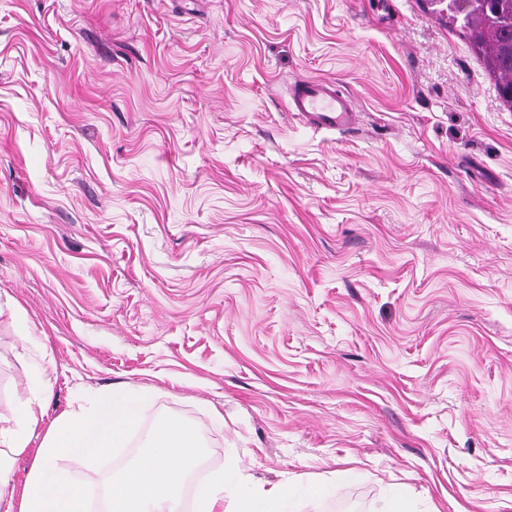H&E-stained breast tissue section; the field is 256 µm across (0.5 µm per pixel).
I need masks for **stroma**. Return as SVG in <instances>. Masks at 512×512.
Masks as SVG:
<instances>
[{
  "mask_svg": "<svg viewBox=\"0 0 512 512\" xmlns=\"http://www.w3.org/2000/svg\"><path fill=\"white\" fill-rule=\"evenodd\" d=\"M334 80L356 130L288 90ZM0 418L149 390L131 466L329 483L292 512H512V109L429 0H0ZM289 110L314 131L346 132L354 128L359 109L331 79H305L289 90Z\"/></svg>",
  "mask_w": 512,
  "mask_h": 512,
  "instance_id": "35a3bbf8",
  "label": "stroma"
}]
</instances>
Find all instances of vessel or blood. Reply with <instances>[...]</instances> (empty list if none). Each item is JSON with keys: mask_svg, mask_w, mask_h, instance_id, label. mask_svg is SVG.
I'll use <instances>...</instances> for the list:
<instances>
[{"mask_svg": "<svg viewBox=\"0 0 512 512\" xmlns=\"http://www.w3.org/2000/svg\"><path fill=\"white\" fill-rule=\"evenodd\" d=\"M289 109L317 131L346 132L359 117L354 99L331 79H306L292 86Z\"/></svg>", "mask_w": 512, "mask_h": 512, "instance_id": "1", "label": "vessel or blood"}]
</instances>
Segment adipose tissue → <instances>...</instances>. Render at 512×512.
Wrapping results in <instances>:
<instances>
[{
	"mask_svg": "<svg viewBox=\"0 0 512 512\" xmlns=\"http://www.w3.org/2000/svg\"><path fill=\"white\" fill-rule=\"evenodd\" d=\"M46 372L35 377L36 397L23 406L14 424L0 425V512H87L86 489L68 468L71 460L91 461L122 447L134 433L151 394L146 390H103L89 407H78L36 432L45 409ZM195 429L180 420L158 424L139 461L114 478L107 512H179L187 473L199 455ZM35 447L31 470L20 493L8 492L14 456ZM336 486L305 490L287 483L264 485L245 474L235 458L210 473L195 494L194 512H286L297 492L332 495Z\"/></svg>",
	"mask_w": 512,
	"mask_h": 512,
	"instance_id": "ef3b65f1",
	"label": "adipose tissue"
}]
</instances>
